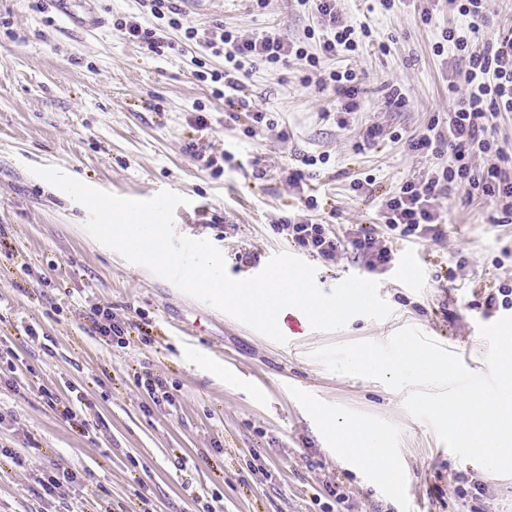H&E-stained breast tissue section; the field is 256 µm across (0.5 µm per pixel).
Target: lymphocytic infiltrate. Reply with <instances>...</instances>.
I'll return each instance as SVG.
<instances>
[{
    "label": "lymphocytic infiltrate",
    "instance_id": "obj_1",
    "mask_svg": "<svg viewBox=\"0 0 512 512\" xmlns=\"http://www.w3.org/2000/svg\"><path fill=\"white\" fill-rule=\"evenodd\" d=\"M142 2L151 15L159 20V27L145 28L134 20L119 21L118 26L125 30L129 38L146 44L154 54H163L166 47L158 33L162 27L183 30L187 40L214 55L222 53V46L231 45L230 53H222L227 61L224 69H208L205 60L199 58L195 61V77L199 82L212 83L213 96L223 100L227 108L226 120L244 122L243 133L247 137L266 131L275 133L281 140L288 137L287 131L280 129L267 113L254 109L242 96L243 68L248 60H258L275 67L288 56H295L307 62L316 86L332 88L345 111H355L359 106L360 82L353 70H334L325 74L319 67L320 56L333 57L343 51H355L358 37L367 38L372 34L368 25L357 27L340 19L336 12V0H299L300 5H313L324 30L321 53L317 56L307 54L302 46L285 41L275 32L249 37L226 30L220 23L204 30L184 27L176 0ZM451 2L461 16L468 18L469 23L463 29L452 26L444 30L443 42L436 45L435 50L443 52L445 44L449 43L467 55L469 68L465 81L468 93L449 113L445 131L432 136L422 134L409 141L411 151L447 157V166L423 180L404 182L398 191L386 198L381 209V219L386 229L382 236L360 227L349 229L346 236H338L328 225L313 222L309 213L317 208L318 202L315 196H306L302 211L281 218L277 228L286 232L310 256L332 262L340 252L348 249L355 259L364 262L368 270H386L393 260L392 250L387 244L388 237L427 241L441 236L438 201L455 183L466 184L468 196L498 203L502 223H512V173L498 165L478 172L471 165L474 155L493 150V143L488 137L490 120L496 113L512 112V30L501 34L496 41L486 42L480 49H473L471 36L479 30L487 0Z\"/></svg>",
    "mask_w": 512,
    "mask_h": 512
}]
</instances>
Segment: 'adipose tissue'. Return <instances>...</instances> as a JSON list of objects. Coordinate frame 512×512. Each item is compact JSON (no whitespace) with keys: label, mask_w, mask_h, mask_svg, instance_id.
<instances>
[{"label":"adipose tissue","mask_w":512,"mask_h":512,"mask_svg":"<svg viewBox=\"0 0 512 512\" xmlns=\"http://www.w3.org/2000/svg\"><path fill=\"white\" fill-rule=\"evenodd\" d=\"M322 426L337 451L353 458L359 466L391 484L400 476L394 466L382 431L368 420H357L328 412L321 416Z\"/></svg>","instance_id":"ef3b65f1"}]
</instances>
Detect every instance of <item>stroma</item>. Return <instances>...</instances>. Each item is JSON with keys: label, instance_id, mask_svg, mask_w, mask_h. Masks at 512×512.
Segmentation results:
<instances>
[{"label": "stroma", "instance_id": "1", "mask_svg": "<svg viewBox=\"0 0 512 512\" xmlns=\"http://www.w3.org/2000/svg\"><path fill=\"white\" fill-rule=\"evenodd\" d=\"M104 19L89 32L33 0H0V512H512V476L461 461L403 396L383 383L329 372L317 348L383 341L413 326L444 347L486 360L476 321L501 318L483 303L512 286V223L464 185L440 198L443 235L394 244L392 267L367 273L350 255L314 260L325 292L349 275H370L393 310L382 321L352 318L343 331L304 327L275 342L233 317L135 267L85 229L88 212L31 174L54 166L125 198L163 190L186 197L177 235L206 239L236 279L276 254L300 248L273 223L298 210L288 169L326 154L309 186L313 218L336 234L360 224L383 233L381 205L406 180L446 161L409 150V137L446 123L456 104L449 81L468 61L453 46L435 55L441 33L460 22L448 0H337L338 15L371 37L355 51L321 57L323 72L354 69L359 108L343 113L333 91L304 85L306 61L247 67L244 93L288 132L245 137L225 122L224 103L194 77L196 45L169 29L158 56L119 30V18L151 25L141 0H74ZM184 23L217 21L241 35L279 33L319 55L312 7L296 0H182ZM430 8L432 19L420 13ZM208 119L207 127L196 123ZM376 137H369V130ZM235 155L212 174L194 145ZM264 178H255L254 166ZM375 180L366 193L356 179ZM127 324L124 345L93 333L94 305ZM224 367L211 376L205 362ZM162 379L168 398L141 379ZM74 411L66 419L65 411ZM374 421L384 431L407 493L351 468L323 433L317 411ZM77 483L45 496L44 473Z\"/></svg>", "mask_w": 512, "mask_h": 512}]
</instances>
